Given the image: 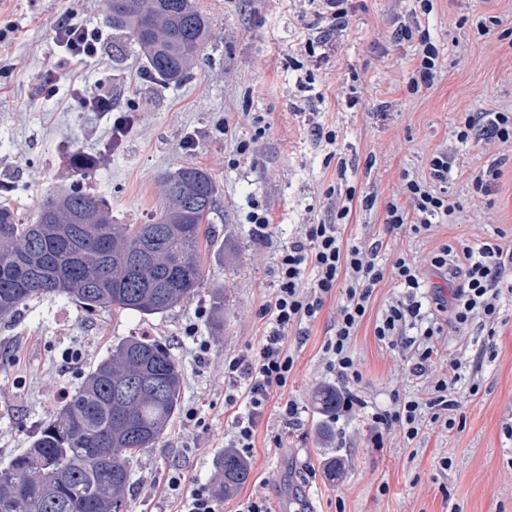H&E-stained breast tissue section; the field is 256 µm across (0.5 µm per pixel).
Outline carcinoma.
I'll use <instances>...</instances> for the list:
<instances>
[{
    "instance_id": "obj_1",
    "label": "carcinoma",
    "mask_w": 512,
    "mask_h": 512,
    "mask_svg": "<svg viewBox=\"0 0 512 512\" xmlns=\"http://www.w3.org/2000/svg\"><path fill=\"white\" fill-rule=\"evenodd\" d=\"M108 23L146 60L152 78L187 77L209 36L195 0H108ZM94 157L75 152L76 179L46 197L37 220L20 223L0 198V320L48 295L88 312L163 314L203 281L209 216L218 204L213 177L186 163L162 178L164 204L147 224H114L106 201L85 186ZM179 365L166 344L128 336L112 346L41 428L29 448L0 467V512H126L134 461L162 438L181 395ZM218 496L249 475L226 450L216 463Z\"/></svg>"
}]
</instances>
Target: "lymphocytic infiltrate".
I'll return each mask as SVG.
<instances>
[{"label": "lymphocytic infiltrate", "mask_w": 512, "mask_h": 512, "mask_svg": "<svg viewBox=\"0 0 512 512\" xmlns=\"http://www.w3.org/2000/svg\"><path fill=\"white\" fill-rule=\"evenodd\" d=\"M419 19L398 25L395 41H416V65L404 85L418 95L433 88L440 73L439 50L421 19L433 10V0H418ZM58 47L72 60L92 59L101 49L96 29L59 18L55 26ZM84 111L112 115V134L120 137L132 129L135 116L114 113L112 98L98 85L77 90ZM457 142L512 144L511 112H477L455 125ZM456 155L452 148L435 150L428 159L427 177L402 173L398 196L386 202L384 222L388 231L413 235L429 233L433 226L450 220L458 202L438 191V184L452 177ZM337 217L334 224H309L288 243L277 240L268 213L252 212L253 235L257 243L276 248L277 286L263 305L262 336L245 351L225 359L224 375L229 383L245 382L246 407L234 415L228 445L245 460H253L255 435L268 406H275L284 424L299 421L302 406L285 395L298 356L288 345V331L302 323H314L328 300L336 302V319L322 345V359L329 374L342 389L336 394L340 412L366 411L373 447L383 445L385 432L399 429L406 442L422 434L426 423H438L453 430L460 409L458 386L463 379V362L450 357L442 338L446 329L467 334L473 323L493 326L503 292L512 293V240L504 233L474 241L440 243L425 258L408 253L393 259L381 258V242L343 240L338 225L353 203L373 207L374 195L357 196L355 188L336 192ZM394 282L400 294L389 302L374 326L378 340L388 346L410 351V369L426 377L420 395L394 398L390 407L369 406L356 391L362 379L360 363L353 351V338L369 308L375 289L384 281Z\"/></svg>", "instance_id": "obj_1"}]
</instances>
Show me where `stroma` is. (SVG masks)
Wrapping results in <instances>:
<instances>
[{"label": "stroma", "mask_w": 512, "mask_h": 512, "mask_svg": "<svg viewBox=\"0 0 512 512\" xmlns=\"http://www.w3.org/2000/svg\"><path fill=\"white\" fill-rule=\"evenodd\" d=\"M211 36L181 83L160 85L143 76L137 47L107 24V0H0V183L14 187L13 206L22 223H33L42 200L69 187L70 156L93 155L87 183L112 207L117 224H144L159 212L163 174L193 163L211 173L218 207L211 216L202 288L172 311L141 317L133 311L87 313L62 296H48L0 322V464L28 448L44 422L73 393L88 370L121 339L148 333L167 344L183 385L179 413L155 447L134 464L127 492L129 512H178L163 487L179 474L185 485L214 484L215 462L224 451L229 417L224 397V359L245 350L262 332L261 305L277 284V254L256 243L248 215L267 211L282 238L307 224H331L336 201L326 190L347 178L357 192L376 195L372 209L353 206L345 237L382 240L386 253L425 257L438 243L512 235V148L456 146L457 168L448 196L460 207L432 237L390 234L384 203L397 192L401 172L427 173L436 149L467 112L512 113V47L496 34L480 35L478 17L497 16L512 27L503 0H434L423 19L440 51L441 70L427 93L410 95L402 75L413 68L414 46L395 42L394 20H409L416 0H354L345 28L309 29L311 0H197ZM72 14L102 34V49L82 63L116 108L135 107L137 119L118 147H111L112 119L82 111L54 39L55 23ZM322 39L323 55L296 66L307 38ZM53 75L56 95L44 89ZM262 116L265 135L255 137L251 119ZM336 131L338 160H327L314 129ZM253 145L246 155L239 141ZM345 168H338V161ZM501 163L505 188L493 198H472L479 169ZM224 291V325L211 313L214 289ZM384 283L354 339L369 404L391 406L394 396L419 394L425 378L411 374L398 351L374 336L377 311L396 296ZM336 316L326 305L310 325L290 329L298 351L288 384L304 411L287 448L257 447L250 475L221 512H236L251 493L262 492L274 512H512V296L506 297L494 335L479 333L489 355L464 398L459 428L431 425L413 442L398 430L371 447L363 414L326 417L318 395L333 378L319 350ZM196 324L195 338L185 329ZM479 344V345H480ZM80 357L65 363L66 351ZM202 408L204 426L183 412ZM453 464L442 469L440 460ZM338 457L346 470L327 481L323 464Z\"/></svg>", "instance_id": "stroma-1"}]
</instances>
